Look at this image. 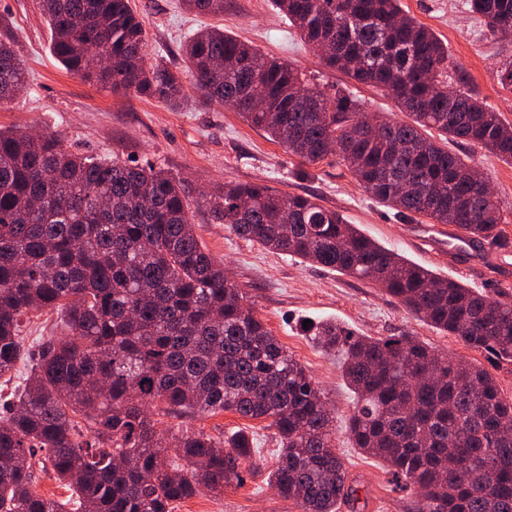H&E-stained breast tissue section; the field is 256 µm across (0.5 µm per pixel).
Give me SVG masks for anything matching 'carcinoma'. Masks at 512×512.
Returning a JSON list of instances; mask_svg holds the SVG:
<instances>
[{
	"label": "carcinoma",
	"instance_id": "carcinoma-1",
	"mask_svg": "<svg viewBox=\"0 0 512 512\" xmlns=\"http://www.w3.org/2000/svg\"><path fill=\"white\" fill-rule=\"evenodd\" d=\"M182 2L224 13V0ZM273 2L323 49L325 66L379 89L411 121L365 112L222 29L183 45L194 88L303 164L335 154L397 214L508 246L498 197L448 143L512 164V125L465 90L448 47L400 0ZM467 3L489 32L512 39V0ZM41 12L67 70L172 106L185 99L180 72L146 65V23L130 0H41ZM27 90L13 41L0 38V104ZM204 203L236 235L378 285L437 330L512 364L511 294L494 298L415 265L310 194L226 181ZM45 309L61 314L68 335L38 342L0 417V512H68L35 490L40 453L75 512H172L203 487L220 494L239 480L251 439L183 432L178 464L157 428L159 416L219 412L269 421L273 486L302 512L354 500L318 384L203 251L180 179L70 153L51 133L0 128V378L23 357V318ZM309 330L354 394L355 447L409 480L415 512H512V398L488 370L414 336H361L332 321Z\"/></svg>",
	"mask_w": 512,
	"mask_h": 512
}]
</instances>
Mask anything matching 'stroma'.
I'll return each instance as SVG.
<instances>
[{"label":"stroma","mask_w":512,"mask_h":512,"mask_svg":"<svg viewBox=\"0 0 512 512\" xmlns=\"http://www.w3.org/2000/svg\"><path fill=\"white\" fill-rule=\"evenodd\" d=\"M466 0H401L405 12L432 29L448 47L449 60L462 69L466 87L512 124V88L502 86L500 67L512 58V43L482 29ZM146 23L147 60L163 61L180 72L188 63L182 44L206 27L250 42L262 53L291 62L320 86L348 89L367 112L401 119L395 102L380 90L353 83L327 68L280 15L271 0H224L219 15L186 11L181 0H131ZM0 34L11 37L23 59L28 94L0 106V127L55 134L70 152L152 163L180 176L186 185L201 246L245 292L268 330L319 383L335 412L336 453L357 490L353 506L340 512H413L415 495L406 479L394 478L379 460L354 448L347 432L353 395L344 383L335 356L311 340L304 321H340L363 336L408 334L433 349L489 367L505 395H512V365H489L483 352L470 349L414 317L396 298L377 286L301 259L269 251L213 220L202 196L225 181L260 183L274 190L318 196L350 223L410 262L489 295L512 289V256L474 247L457 255L444 246L449 226L428 219H404L379 204L352 178L336 157L301 164L279 143L250 126L230 107L207 101L195 89L179 109L132 91H114L68 72L51 50V32L38 0H0ZM456 151L477 164L494 188L503 210L502 230L512 239V165L477 145ZM171 433L201 430L225 438L247 432L256 446L239 467L240 479L223 494L200 490L177 503L173 512H300L281 497L270 478L278 444L265 421L224 412L214 416L167 417Z\"/></svg>","instance_id":"stroma-1"}]
</instances>
